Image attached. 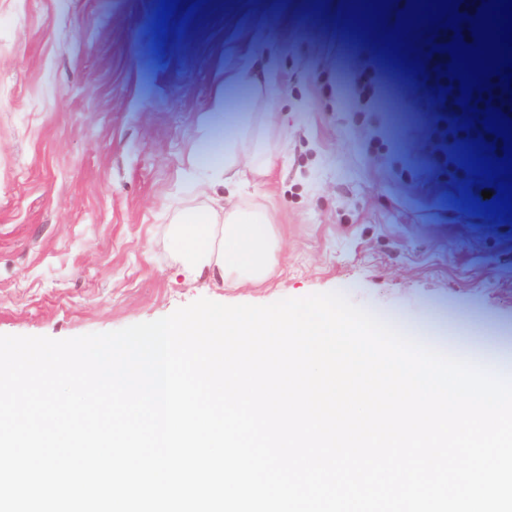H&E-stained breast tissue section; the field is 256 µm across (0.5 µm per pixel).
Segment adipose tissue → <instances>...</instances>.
<instances>
[{
  "label": "adipose tissue",
  "mask_w": 512,
  "mask_h": 512,
  "mask_svg": "<svg viewBox=\"0 0 512 512\" xmlns=\"http://www.w3.org/2000/svg\"><path fill=\"white\" fill-rule=\"evenodd\" d=\"M251 85L265 110L244 121L224 140V160L214 164L211 174L224 185H237L241 169L255 175H269L274 148L283 137L268 108L277 97L273 85L256 79L249 71L235 70L224 76V97L215 111L228 107L235 93ZM174 243L185 265L194 273L211 272L222 283L260 286L276 273V255L283 238L268 207L253 203L225 204L215 199L208 207L190 208L174 219Z\"/></svg>",
  "instance_id": "adipose-tissue-1"
}]
</instances>
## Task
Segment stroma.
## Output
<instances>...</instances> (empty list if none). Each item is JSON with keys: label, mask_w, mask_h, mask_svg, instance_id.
I'll return each instance as SVG.
<instances>
[{"label": "stroma", "mask_w": 512, "mask_h": 512, "mask_svg": "<svg viewBox=\"0 0 512 512\" xmlns=\"http://www.w3.org/2000/svg\"><path fill=\"white\" fill-rule=\"evenodd\" d=\"M0 0V335L66 339L207 298L266 305L339 291L401 329L456 336L480 360L512 334V224L460 205L468 175L421 77L348 35L342 0ZM261 65L288 136L263 183L283 236L262 288L189 283L171 220L202 204L196 150L224 157ZM246 84L251 85L257 90L259 98L263 104L270 109L276 101L277 90L267 80L256 79L250 71L235 70L225 74L224 72V99L218 100L214 104V111L223 112L233 100L235 93Z\"/></svg>", "instance_id": "obj_1"}]
</instances>
